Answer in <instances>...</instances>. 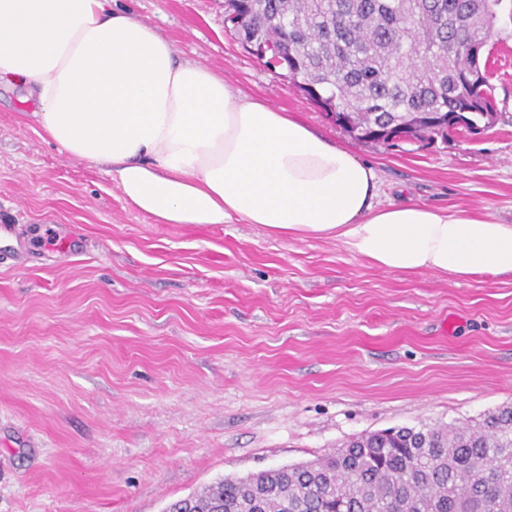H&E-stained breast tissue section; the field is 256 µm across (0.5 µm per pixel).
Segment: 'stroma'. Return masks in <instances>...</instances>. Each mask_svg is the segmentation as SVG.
Masks as SVG:
<instances>
[{
  "label": "stroma",
  "instance_id": "1",
  "mask_svg": "<svg viewBox=\"0 0 512 512\" xmlns=\"http://www.w3.org/2000/svg\"><path fill=\"white\" fill-rule=\"evenodd\" d=\"M115 5L370 164L379 204L512 224V0L492 38L494 126L395 147L350 138L245 51L224 0ZM35 109L0 88V224L16 228L0 237V512H164L366 431L512 406V275L393 273L258 224L157 223L105 166L48 142Z\"/></svg>",
  "mask_w": 512,
  "mask_h": 512
}]
</instances>
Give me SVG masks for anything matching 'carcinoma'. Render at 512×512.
<instances>
[{
  "label": "carcinoma",
  "instance_id": "cac0c4a2",
  "mask_svg": "<svg viewBox=\"0 0 512 512\" xmlns=\"http://www.w3.org/2000/svg\"><path fill=\"white\" fill-rule=\"evenodd\" d=\"M502 0H234L239 43L294 73L351 137L447 138L496 111L488 74ZM168 512H512V406L472 426L352 437L314 463L225 477Z\"/></svg>",
  "mask_w": 512,
  "mask_h": 512
}]
</instances>
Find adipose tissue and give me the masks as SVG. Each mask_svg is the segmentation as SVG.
<instances>
[{"label": "adipose tissue", "instance_id": "ef3b65f1", "mask_svg": "<svg viewBox=\"0 0 512 512\" xmlns=\"http://www.w3.org/2000/svg\"><path fill=\"white\" fill-rule=\"evenodd\" d=\"M113 0H0V85L36 99L42 133L107 167L163 224H259L333 239L399 273L512 275V224L422 204L379 205L369 164L208 67L179 60Z\"/></svg>", "mask_w": 512, "mask_h": 512}]
</instances>
